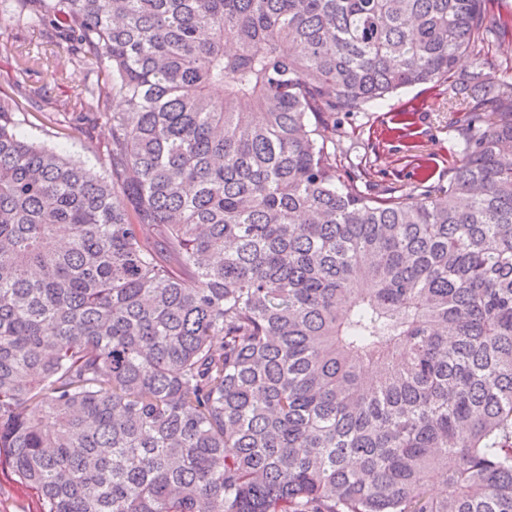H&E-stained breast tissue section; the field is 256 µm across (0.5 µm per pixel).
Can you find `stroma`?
I'll use <instances>...</instances> for the list:
<instances>
[{
    "label": "stroma",
    "instance_id": "35a3bbf8",
    "mask_svg": "<svg viewBox=\"0 0 512 512\" xmlns=\"http://www.w3.org/2000/svg\"><path fill=\"white\" fill-rule=\"evenodd\" d=\"M13 4L14 0H0V44L17 41L31 55H44L41 26L15 24L11 19ZM51 62L64 69V82L54 83L42 71L33 74L29 83L45 88L53 105L61 109L94 80L95 72L90 64L71 62L58 50ZM478 64L496 77L512 78V40L493 44L478 57L465 55L457 68L469 71ZM466 102L465 91L448 82L438 87L423 85L400 90L362 112L337 113L329 136L336 141L341 173L364 169L359 188L370 196L416 194L425 186L441 190L448 184V172L455 161L453 125ZM22 130L37 143L65 148L92 174L104 176L100 154L108 138L105 125L66 139L57 137L49 127L26 124Z\"/></svg>",
    "mask_w": 512,
    "mask_h": 512
}]
</instances>
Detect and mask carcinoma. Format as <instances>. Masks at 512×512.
Listing matches in <instances>:
<instances>
[{"label": "carcinoma", "instance_id": "1", "mask_svg": "<svg viewBox=\"0 0 512 512\" xmlns=\"http://www.w3.org/2000/svg\"><path fill=\"white\" fill-rule=\"evenodd\" d=\"M488 0H15L96 80L93 177L0 91V468L37 512H512V81ZM454 79L448 188L338 112ZM121 98L125 108L108 111ZM475 65H482L486 72L497 78H512V40L495 43L480 57L471 54L461 58L457 65V71H471Z\"/></svg>", "mask_w": 512, "mask_h": 512}]
</instances>
